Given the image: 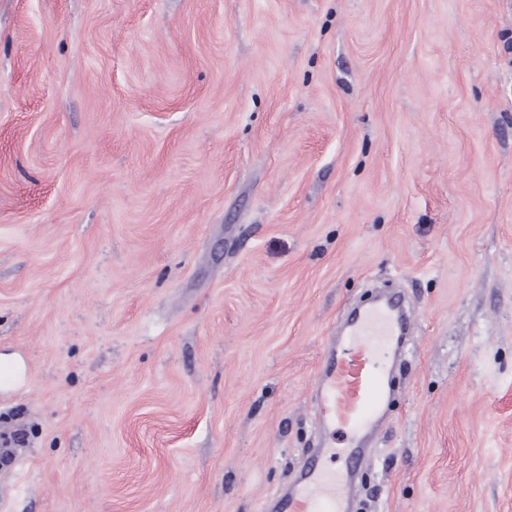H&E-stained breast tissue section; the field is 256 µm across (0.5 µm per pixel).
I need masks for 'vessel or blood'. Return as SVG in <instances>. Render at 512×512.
Masks as SVG:
<instances>
[{
    "label": "vessel or blood",
    "instance_id": "obj_1",
    "mask_svg": "<svg viewBox=\"0 0 512 512\" xmlns=\"http://www.w3.org/2000/svg\"><path fill=\"white\" fill-rule=\"evenodd\" d=\"M407 318L387 299L352 315L339 347L329 349L320 379L321 410L343 440L311 457L278 512H349V476L361 459L360 440L372 430L390 396L384 359L402 338Z\"/></svg>",
    "mask_w": 512,
    "mask_h": 512
}]
</instances>
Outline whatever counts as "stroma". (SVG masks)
<instances>
[{"label": "stroma", "instance_id": "1", "mask_svg": "<svg viewBox=\"0 0 512 512\" xmlns=\"http://www.w3.org/2000/svg\"><path fill=\"white\" fill-rule=\"evenodd\" d=\"M385 282L360 512H512V0H0V512H263ZM2 370H5L7 376L2 379ZM26 374V367L22 360L11 355L0 356V382L6 389L14 387L21 383Z\"/></svg>", "mask_w": 512, "mask_h": 512}]
</instances>
